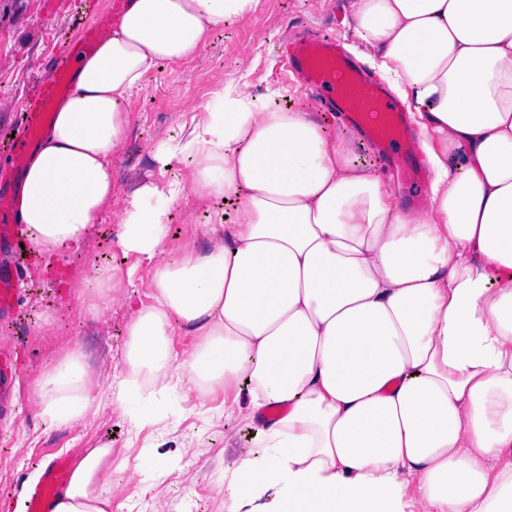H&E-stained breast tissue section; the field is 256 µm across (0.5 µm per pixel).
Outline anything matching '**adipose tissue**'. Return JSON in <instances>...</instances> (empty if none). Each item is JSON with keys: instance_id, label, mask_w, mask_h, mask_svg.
I'll list each match as a JSON object with an SVG mask.
<instances>
[{"instance_id": "obj_1", "label": "adipose tissue", "mask_w": 512, "mask_h": 512, "mask_svg": "<svg viewBox=\"0 0 512 512\" xmlns=\"http://www.w3.org/2000/svg\"><path fill=\"white\" fill-rule=\"evenodd\" d=\"M258 0H127L31 153L22 222L47 257L111 214L152 272L112 401L135 429L160 391L223 387L261 449L224 478L231 512H512V0H353L366 60L410 100L428 205L352 157L312 113L218 84L152 150L161 179L119 195L112 162L144 76L195 55ZM190 183L166 179L174 165ZM178 251L166 243L216 197ZM198 337L174 359V330ZM89 366L62 355L40 415H97ZM112 449L91 448L53 512H112Z\"/></svg>"}]
</instances>
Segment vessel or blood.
<instances>
[{"instance_id": "obj_1", "label": "vessel or blood", "mask_w": 512, "mask_h": 512, "mask_svg": "<svg viewBox=\"0 0 512 512\" xmlns=\"http://www.w3.org/2000/svg\"><path fill=\"white\" fill-rule=\"evenodd\" d=\"M100 26L87 24L81 39L69 44L54 58L39 81V90L21 107V120L13 137L0 143L8 171L0 173V321L16 322L24 315L18 307L16 285L34 270L23 254L25 240L14 203L27 155L38 135L47 126L57 101L73 84L74 58L91 53L98 41ZM289 70L300 84L316 90L324 111L336 112L375 145L387 163L408 183L420 181L423 167L416 146L407 144L404 135L406 103L390 96L379 81L368 76L329 36L303 38L282 52ZM23 364L17 348L0 347V407L13 397ZM69 455L51 452L43 456L42 475L24 495L25 512H52L53 504L69 483Z\"/></svg>"}]
</instances>
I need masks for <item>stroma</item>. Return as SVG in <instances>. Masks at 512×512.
Masks as SVG:
<instances>
[{
	"instance_id": "stroma-1",
	"label": "stroma",
	"mask_w": 512,
	"mask_h": 512,
	"mask_svg": "<svg viewBox=\"0 0 512 512\" xmlns=\"http://www.w3.org/2000/svg\"><path fill=\"white\" fill-rule=\"evenodd\" d=\"M123 7L122 0H0V134L15 126L20 106L34 92L51 57L79 38L93 19L103 18L105 27H112ZM350 12V0H259L245 18L213 29L193 58L174 72L148 73L135 98L128 148L112 163L117 190L126 194L158 178L150 156L153 145L203 106L220 78L246 85L255 95L293 88L291 107L305 108L318 123L333 126V119L299 90L278 46L298 30L333 35L348 49L360 45L359 35L344 21ZM116 231L108 216L90 225L82 247L60 255L63 275L42 269L26 286L25 318L0 325V337L25 352L16 419L6 427L8 450L0 459V500H12L13 512H23L18 489L35 478L45 449L77 461L86 449L109 445L117 488L112 512H228L220 474L234 470L260 442L238 417L225 416L223 390L205 396L154 394L167 418L152 430L157 450L150 463L131 448L132 426L111 406L67 427L49 426L39 415L37 386L46 368L76 349L100 379H107L125 350L132 310L149 301L151 272L122 254ZM96 266L128 269L132 276L123 281L115 299L94 307L82 283Z\"/></svg>"
}]
</instances>
